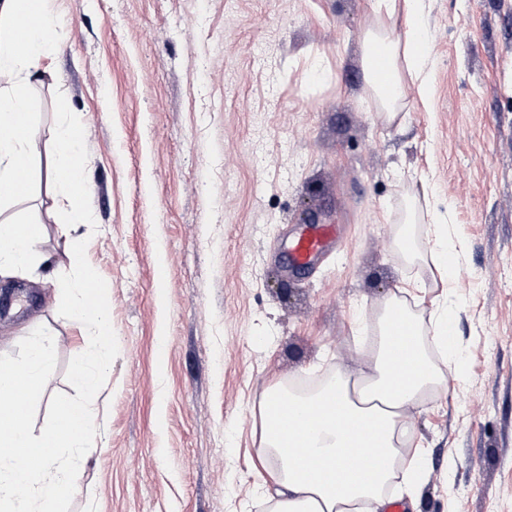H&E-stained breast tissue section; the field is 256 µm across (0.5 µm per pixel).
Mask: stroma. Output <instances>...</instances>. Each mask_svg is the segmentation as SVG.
Segmentation results:
<instances>
[{"instance_id":"35a3bbf8","label":"stroma","mask_w":512,"mask_h":512,"mask_svg":"<svg viewBox=\"0 0 512 512\" xmlns=\"http://www.w3.org/2000/svg\"><path fill=\"white\" fill-rule=\"evenodd\" d=\"M372 0H55L59 46L31 87L42 275L0 276V354L39 326L56 368L38 403L76 396L84 338L59 315L73 242L48 173L61 121L86 127V257L119 355L98 393L101 445L69 512H264L267 388L368 370L366 324L402 280L434 282L430 205L467 249L449 302L465 378L405 420L428 465L408 512H512V0H427L426 90L386 124L359 64ZM338 225L306 273L281 247ZM411 248L401 251L400 236Z\"/></svg>"}]
</instances>
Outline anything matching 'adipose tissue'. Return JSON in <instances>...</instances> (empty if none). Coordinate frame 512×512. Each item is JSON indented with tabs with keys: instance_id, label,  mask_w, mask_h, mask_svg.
<instances>
[{
	"instance_id": "adipose-tissue-1",
	"label": "adipose tissue",
	"mask_w": 512,
	"mask_h": 512,
	"mask_svg": "<svg viewBox=\"0 0 512 512\" xmlns=\"http://www.w3.org/2000/svg\"><path fill=\"white\" fill-rule=\"evenodd\" d=\"M425 0H373L372 21L363 33L362 50L379 48L387 62L388 88L366 71L367 91L386 123L400 118L409 85H425L428 57ZM34 18L25 37H17L20 17ZM53 0H0V206L19 200L11 186L20 159H32L38 142L32 121L29 87L43 59L58 41ZM80 125L65 123L53 141L54 193L67 224L91 222L84 194L86 179L80 150ZM40 225L23 218L0 222V269L36 268L50 259L36 248ZM426 331L394 297L379 310L373 329V372L361 381L337 373L318 392L301 396L283 387L267 389L264 410L287 402L289 413L279 429L264 426L261 453L274 462L269 475L277 486L271 512H355L357 504L381 502L385 484L398 476L395 463L410 438L403 416L421 409L440 377L423 353ZM305 450L297 458L294 447Z\"/></svg>"
}]
</instances>
